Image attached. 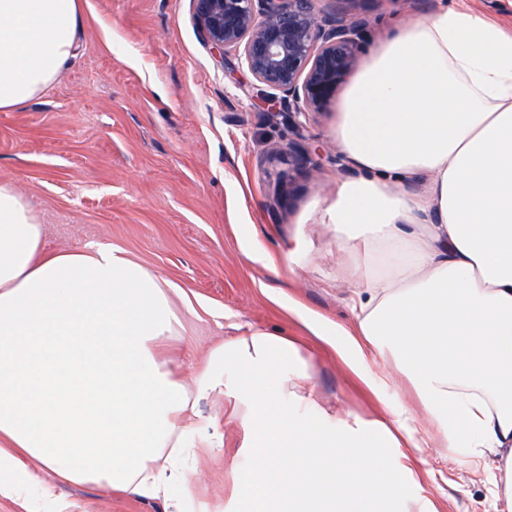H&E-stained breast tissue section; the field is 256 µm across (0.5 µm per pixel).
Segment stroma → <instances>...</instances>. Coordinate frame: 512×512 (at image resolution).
Here are the masks:
<instances>
[{"label":"stroma","instance_id":"stroma-1","mask_svg":"<svg viewBox=\"0 0 512 512\" xmlns=\"http://www.w3.org/2000/svg\"><path fill=\"white\" fill-rule=\"evenodd\" d=\"M92 20L75 57L52 90L0 112V178L44 219L48 245L119 246L183 288L196 313L187 324L181 366L189 372L209 349L248 329L297 341L315 382L337 412L365 417L382 408L365 384L299 318L345 319L347 290L336 280L341 254L320 224V207L352 172L321 160L289 163L297 136L260 117L253 78L240 62L222 64L203 41L191 0H89ZM399 0H357L375 23L370 52L392 30L431 12ZM285 254L304 245L307 265L277 273L246 255L252 239ZM417 461V484L382 512H412L429 500L436 512H497L490 483H470L468 467L446 448H390L386 459ZM196 508L224 499V460L191 465ZM74 512H166L162 502L114 495L92 484L59 487Z\"/></svg>","mask_w":512,"mask_h":512}]
</instances>
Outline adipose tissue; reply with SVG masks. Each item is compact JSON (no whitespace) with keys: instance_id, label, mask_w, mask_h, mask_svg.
Here are the masks:
<instances>
[{"instance_id":"1","label":"adipose tissue","mask_w":512,"mask_h":512,"mask_svg":"<svg viewBox=\"0 0 512 512\" xmlns=\"http://www.w3.org/2000/svg\"><path fill=\"white\" fill-rule=\"evenodd\" d=\"M88 10L0 0V112L48 94ZM332 136L354 172L322 212L349 316L288 308L375 395L402 377L415 410L329 416L298 345L265 330L184 373L186 292L118 246L50 249L1 178L0 497L66 512L57 486L94 483L188 512L186 458L220 453L213 512H378L417 480L386 449L432 444L496 470L512 512V30L445 5L403 24L344 90Z\"/></svg>"}]
</instances>
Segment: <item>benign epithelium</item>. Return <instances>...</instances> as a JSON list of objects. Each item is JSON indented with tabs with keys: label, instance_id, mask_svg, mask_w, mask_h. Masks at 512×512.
Masks as SVG:
<instances>
[{
	"label": "benign epithelium",
	"instance_id": "7a95c632",
	"mask_svg": "<svg viewBox=\"0 0 512 512\" xmlns=\"http://www.w3.org/2000/svg\"><path fill=\"white\" fill-rule=\"evenodd\" d=\"M321 0H192L203 40L221 61L243 63L261 88L265 114L292 127L288 154L318 165L323 147L301 134V118L330 107L356 70L373 19Z\"/></svg>",
	"mask_w": 512,
	"mask_h": 512
}]
</instances>
